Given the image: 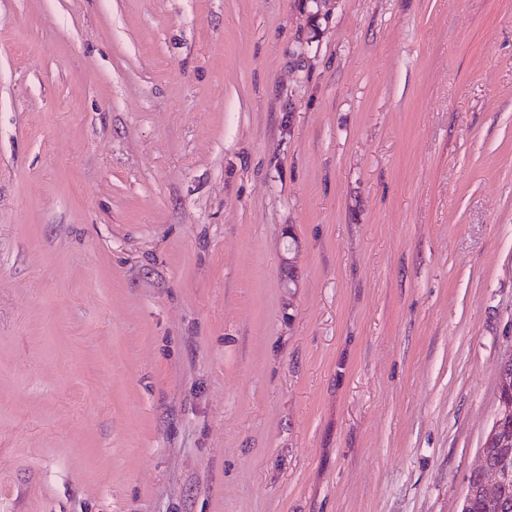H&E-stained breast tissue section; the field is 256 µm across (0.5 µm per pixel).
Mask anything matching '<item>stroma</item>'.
I'll return each instance as SVG.
<instances>
[{
	"label": "stroma",
	"instance_id": "obj_1",
	"mask_svg": "<svg viewBox=\"0 0 512 512\" xmlns=\"http://www.w3.org/2000/svg\"><path fill=\"white\" fill-rule=\"evenodd\" d=\"M512 354V0H0V512H460Z\"/></svg>",
	"mask_w": 512,
	"mask_h": 512
}]
</instances>
